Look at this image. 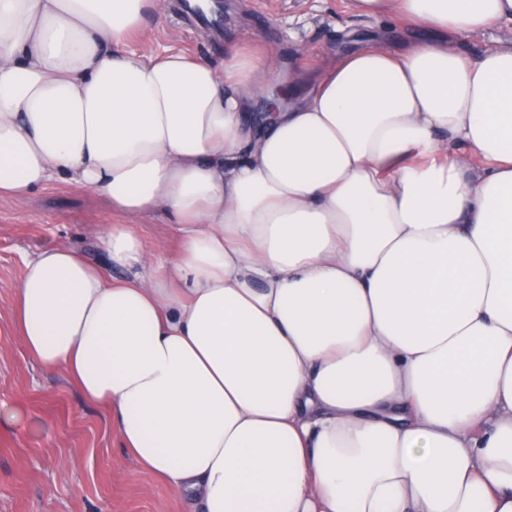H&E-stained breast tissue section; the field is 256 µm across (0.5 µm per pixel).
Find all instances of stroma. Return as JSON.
<instances>
[{"instance_id": "1", "label": "stroma", "mask_w": 512, "mask_h": 512, "mask_svg": "<svg viewBox=\"0 0 512 512\" xmlns=\"http://www.w3.org/2000/svg\"><path fill=\"white\" fill-rule=\"evenodd\" d=\"M224 15L219 36L170 13L148 15L128 48L178 49L220 62L226 39L239 36L264 43L277 72L300 45L328 64L340 50L398 48L405 39L398 28L356 14L349 0H224ZM110 224L126 225L149 255L178 252L165 213H121L105 195L75 183H52L20 202L0 197V512H200L198 500L136 466L106 410L62 372L34 362L13 319L28 256L64 245L101 259L98 238Z\"/></svg>"}]
</instances>
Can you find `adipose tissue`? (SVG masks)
Wrapping results in <instances>:
<instances>
[{"instance_id":"1","label":"adipose tissue","mask_w":512,"mask_h":512,"mask_svg":"<svg viewBox=\"0 0 512 512\" xmlns=\"http://www.w3.org/2000/svg\"><path fill=\"white\" fill-rule=\"evenodd\" d=\"M352 6L433 35L275 79L246 41L126 52L167 0H0V194L181 233L43 248L16 325L203 512H512V43L454 44L512 0Z\"/></svg>"}]
</instances>
